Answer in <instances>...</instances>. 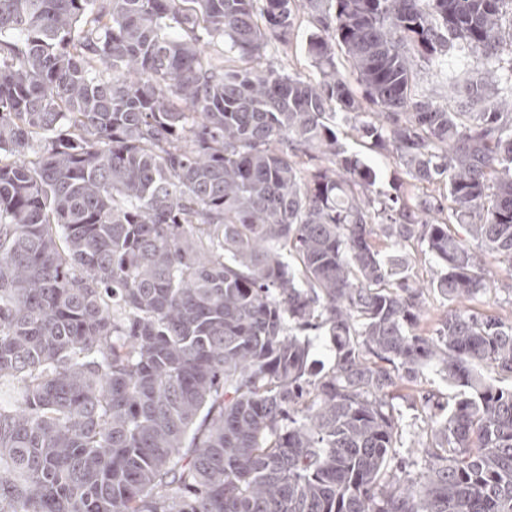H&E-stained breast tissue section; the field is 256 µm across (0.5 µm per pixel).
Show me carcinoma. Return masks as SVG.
Segmentation results:
<instances>
[{"label":"carcinoma","mask_w":512,"mask_h":512,"mask_svg":"<svg viewBox=\"0 0 512 512\" xmlns=\"http://www.w3.org/2000/svg\"><path fill=\"white\" fill-rule=\"evenodd\" d=\"M304 8L316 76L262 66ZM507 8L0 0V512H512V386L477 372L512 379V322L467 307L512 272ZM342 125L412 190H375ZM428 294L461 305L431 336ZM430 367L457 393L421 396L408 463ZM467 68L470 75L482 79L491 88H495L502 81L500 72L490 70L480 55L471 56ZM415 72L414 86L419 95H424L436 103L454 109L448 98V85L434 67L419 63Z\"/></svg>","instance_id":"carcinoma-1"}]
</instances>
